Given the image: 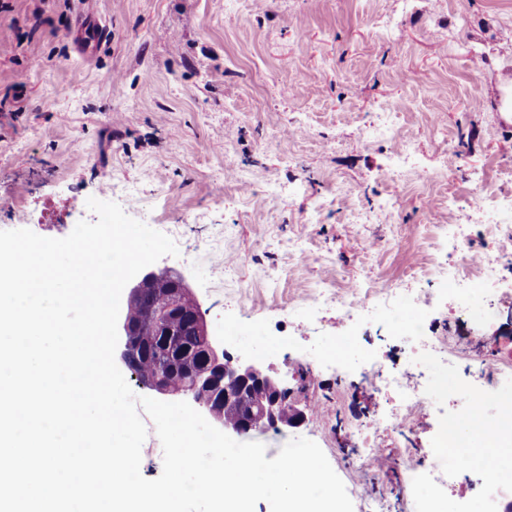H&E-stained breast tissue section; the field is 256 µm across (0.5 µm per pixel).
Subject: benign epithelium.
<instances>
[{
    "instance_id": "1",
    "label": "benign epithelium",
    "mask_w": 512,
    "mask_h": 512,
    "mask_svg": "<svg viewBox=\"0 0 512 512\" xmlns=\"http://www.w3.org/2000/svg\"><path fill=\"white\" fill-rule=\"evenodd\" d=\"M156 276L158 272L149 271L128 285L127 300L145 302V311L141 322L131 323L125 318L118 326L122 336L120 360L126 369H132L145 352L154 351L157 372L148 388L169 402H190L226 434L247 436L306 421V408L288 399L280 381L263 366L218 351L200 306L181 276L167 273L171 280L169 300L165 306L155 304L150 285ZM184 330L199 337L201 358L193 357L195 348L184 343ZM174 359L182 362L188 375L187 385L177 392L167 385ZM227 409L238 412L237 420L224 418Z\"/></svg>"
}]
</instances>
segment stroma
Returning <instances> with one entry per match:
<instances>
[{"mask_svg": "<svg viewBox=\"0 0 512 512\" xmlns=\"http://www.w3.org/2000/svg\"><path fill=\"white\" fill-rule=\"evenodd\" d=\"M106 25L98 55L67 38L78 17ZM0 231L68 236L99 197L100 172L137 192L134 219L174 240L179 253L153 270L181 275L221 348L261 359L317 416L253 434L274 458L291 439L315 441L345 485L353 512L365 497L412 512L432 500L479 508L484 473L453 485L431 480L402 497L397 436L384 440V471H359L346 432L392 405L360 373L373 354L386 369L454 403L465 380L437 358L406 363L408 342L383 313L363 317L343 365L307 362L347 335L342 315L301 312L315 289L344 296L350 284L382 287L417 275L442 245L439 225L471 227L468 248L489 243L475 221L476 191L512 193V121L500 113L512 86V0H0ZM117 79L105 82L101 72ZM482 106L474 108V86ZM382 107L398 139L366 141ZM415 146V171L394 175L399 138ZM250 179L235 180V170ZM282 194L272 199L268 186ZM423 331L463 348L481 328L483 351H512V322L482 303L457 318L453 304L425 309ZM256 330L265 357L224 333Z\"/></svg>", "mask_w": 512, "mask_h": 512, "instance_id": "stroma-1", "label": "stroma"}]
</instances>
